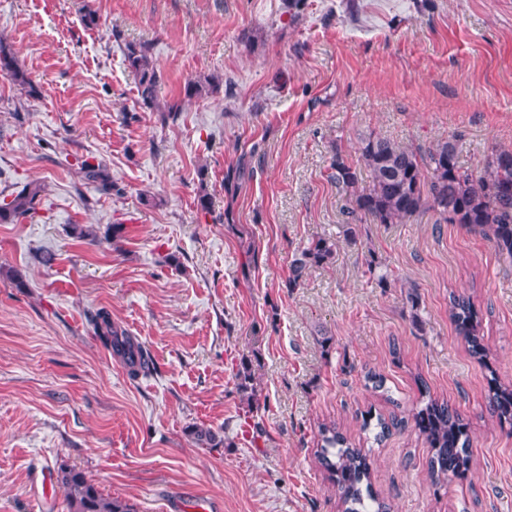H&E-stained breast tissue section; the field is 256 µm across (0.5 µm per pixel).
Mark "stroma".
<instances>
[{"instance_id":"35a3bbf8","label":"stroma","mask_w":512,"mask_h":512,"mask_svg":"<svg viewBox=\"0 0 512 512\" xmlns=\"http://www.w3.org/2000/svg\"><path fill=\"white\" fill-rule=\"evenodd\" d=\"M0 35L39 90L0 77V192L46 186L32 217L0 224V512H68L61 487L35 483L62 467L136 512H339L315 460L330 421L365 449L391 512H512V426L488 390L512 381V259L429 214L347 241L328 178L333 148L357 162L370 133L456 139L472 170L512 148V0H0ZM128 42L150 46L176 118L140 107ZM207 76L218 93L185 100ZM88 155L123 195L81 180ZM318 236L335 264L287 288ZM454 295L481 309L485 361L449 317ZM102 307L151 353L150 376L93 336ZM431 398L467 425L463 475H429L412 414ZM193 426L223 446L197 445Z\"/></svg>"}]
</instances>
